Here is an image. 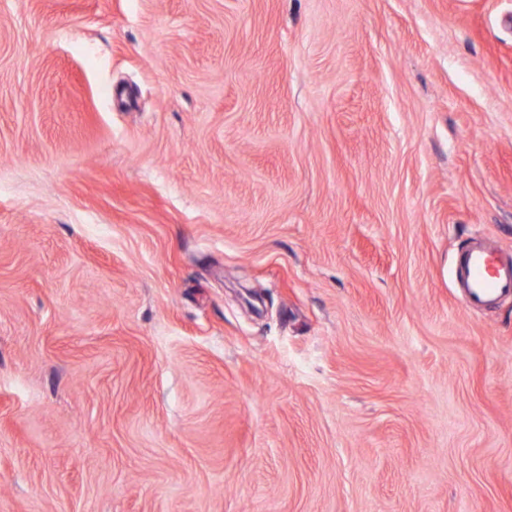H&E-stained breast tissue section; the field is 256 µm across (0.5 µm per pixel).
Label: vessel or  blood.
<instances>
[{"label":"vessel or blood","mask_w":512,"mask_h":512,"mask_svg":"<svg viewBox=\"0 0 512 512\" xmlns=\"http://www.w3.org/2000/svg\"><path fill=\"white\" fill-rule=\"evenodd\" d=\"M452 276L474 308L487 305L497 295L512 294V260L495 255L479 240L458 257Z\"/></svg>","instance_id":"vessel-or-blood-1"}]
</instances>
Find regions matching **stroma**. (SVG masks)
Here are the masks:
<instances>
[{
	"label": "stroma",
	"mask_w": 512,
	"mask_h": 512,
	"mask_svg": "<svg viewBox=\"0 0 512 512\" xmlns=\"http://www.w3.org/2000/svg\"><path fill=\"white\" fill-rule=\"evenodd\" d=\"M512 0H0V512H512ZM494 253L476 240L453 266V279L471 307H483L499 294H512V261Z\"/></svg>",
	"instance_id": "1"
}]
</instances>
